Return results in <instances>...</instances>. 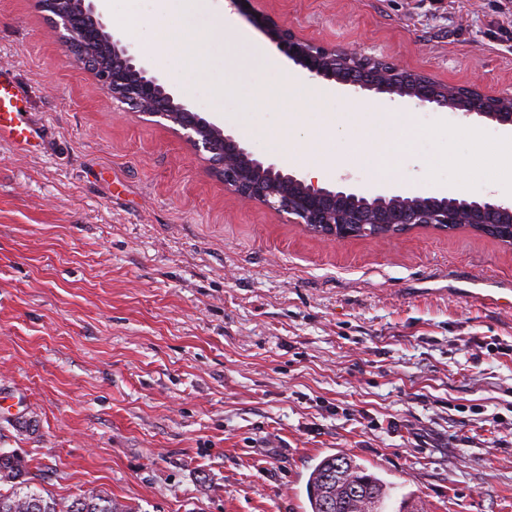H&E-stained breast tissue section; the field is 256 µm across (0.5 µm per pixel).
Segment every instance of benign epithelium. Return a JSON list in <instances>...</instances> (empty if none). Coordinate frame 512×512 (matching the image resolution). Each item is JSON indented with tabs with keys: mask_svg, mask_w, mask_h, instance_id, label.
<instances>
[{
	"mask_svg": "<svg viewBox=\"0 0 512 512\" xmlns=\"http://www.w3.org/2000/svg\"><path fill=\"white\" fill-rule=\"evenodd\" d=\"M53 13L52 21L63 38L65 54L104 84L112 99L143 116L176 126L175 132L194 155L205 160L213 176L242 199L257 203L288 222L303 224L330 240L356 235L381 236L379 225L392 233L416 225L433 224L454 229L461 224L482 231L478 217L497 215L509 225L503 240L512 243V201L493 198L402 196L366 193L351 186L309 182L278 162L257 155L246 143L215 122L192 112L190 105L155 73L133 45L116 31H109L94 0H78L60 11L55 0H39ZM267 38L280 54L299 66L305 78L327 81L347 94H375L402 98L419 107L432 106L475 116L512 128V91L489 92L479 85L453 84L428 73L389 64L344 48L325 46L272 16L263 17ZM104 43L112 51V69L104 61L80 51L85 44Z\"/></svg>",
	"mask_w": 512,
	"mask_h": 512,
	"instance_id": "benign-epithelium-1",
	"label": "benign epithelium"
}]
</instances>
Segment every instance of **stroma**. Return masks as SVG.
I'll return each mask as SVG.
<instances>
[{"mask_svg": "<svg viewBox=\"0 0 512 512\" xmlns=\"http://www.w3.org/2000/svg\"><path fill=\"white\" fill-rule=\"evenodd\" d=\"M450 83L512 88V0H251L261 15ZM0 73L31 145L0 139V448L33 489L133 512H309L344 452L429 512H512V246L469 228L329 240L241 199L169 126L114 103L36 0H0ZM240 133L211 82L173 81Z\"/></svg>", "mask_w": 512, "mask_h": 512, "instance_id": "stroma-1", "label": "stroma"}]
</instances>
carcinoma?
<instances>
[{
    "label": "carcinoma",
    "instance_id": "1",
    "mask_svg": "<svg viewBox=\"0 0 512 512\" xmlns=\"http://www.w3.org/2000/svg\"><path fill=\"white\" fill-rule=\"evenodd\" d=\"M29 461L16 450L0 449V512H132V508L90 490L71 499H57L31 487ZM390 482L346 454H329L312 466L307 482L311 512H384Z\"/></svg>",
    "mask_w": 512,
    "mask_h": 512
}]
</instances>
